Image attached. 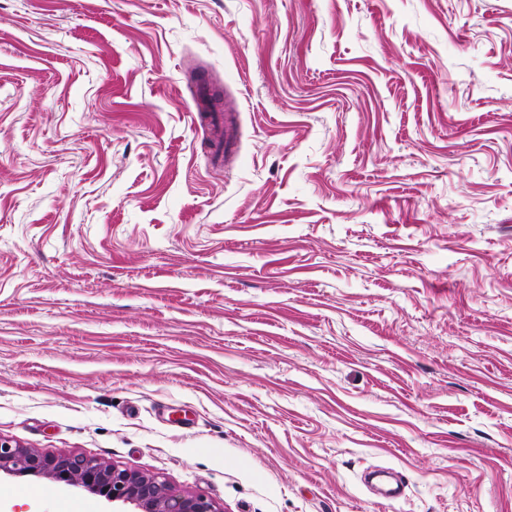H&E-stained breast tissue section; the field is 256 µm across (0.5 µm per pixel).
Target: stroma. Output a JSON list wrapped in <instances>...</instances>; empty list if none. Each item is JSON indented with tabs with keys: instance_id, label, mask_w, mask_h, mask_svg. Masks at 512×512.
I'll return each instance as SVG.
<instances>
[{
	"instance_id": "stroma-1",
	"label": "stroma",
	"mask_w": 512,
	"mask_h": 512,
	"mask_svg": "<svg viewBox=\"0 0 512 512\" xmlns=\"http://www.w3.org/2000/svg\"><path fill=\"white\" fill-rule=\"evenodd\" d=\"M0 438L219 512H512V0H0ZM224 116L220 112L215 114L196 113L195 121L203 124L210 132V139L215 149L224 147V162L236 154V112H229L228 109L224 110Z\"/></svg>"
}]
</instances>
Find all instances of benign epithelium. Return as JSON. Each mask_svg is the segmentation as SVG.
Returning <instances> with one entry per match:
<instances>
[{"mask_svg": "<svg viewBox=\"0 0 512 512\" xmlns=\"http://www.w3.org/2000/svg\"><path fill=\"white\" fill-rule=\"evenodd\" d=\"M0 471L44 474L58 484L130 506L132 512H217L208 499L178 492L158 475L119 469L78 454L45 455L1 438Z\"/></svg>", "mask_w": 512, "mask_h": 512, "instance_id": "7a95c632", "label": "benign epithelium"}]
</instances>
